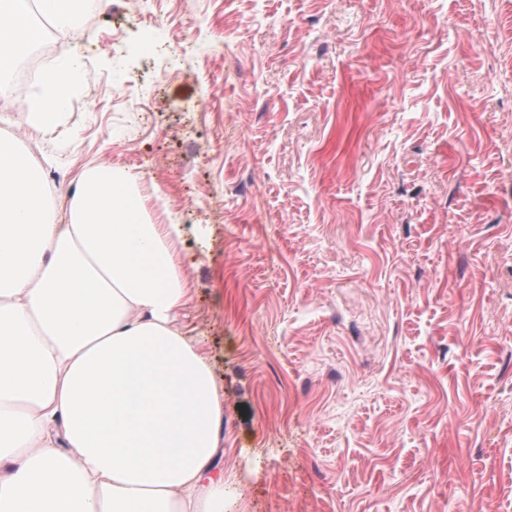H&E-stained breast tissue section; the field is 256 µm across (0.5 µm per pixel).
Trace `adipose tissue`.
Wrapping results in <instances>:
<instances>
[{
    "label": "adipose tissue",
    "instance_id": "obj_1",
    "mask_svg": "<svg viewBox=\"0 0 512 512\" xmlns=\"http://www.w3.org/2000/svg\"><path fill=\"white\" fill-rule=\"evenodd\" d=\"M21 10L0 0V66L42 35ZM43 181L0 144V512H224L223 395L178 327L181 225L155 223L139 175L104 164L59 224Z\"/></svg>",
    "mask_w": 512,
    "mask_h": 512
}]
</instances>
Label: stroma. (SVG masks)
Instances as JSON below:
<instances>
[{"label":"stroma","instance_id":"1","mask_svg":"<svg viewBox=\"0 0 512 512\" xmlns=\"http://www.w3.org/2000/svg\"><path fill=\"white\" fill-rule=\"evenodd\" d=\"M76 28L102 81L49 203L154 160L225 512H512V0H100Z\"/></svg>","mask_w":512,"mask_h":512}]
</instances>
